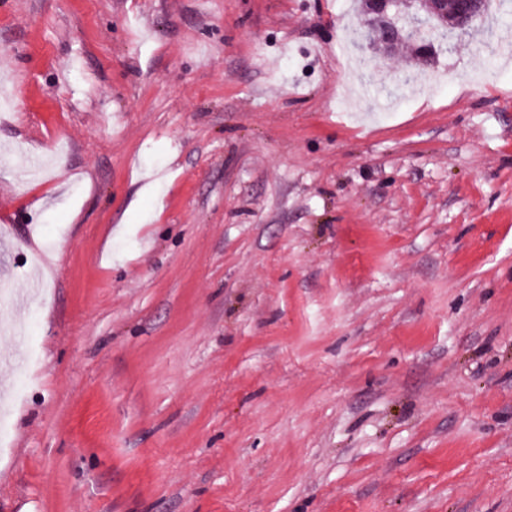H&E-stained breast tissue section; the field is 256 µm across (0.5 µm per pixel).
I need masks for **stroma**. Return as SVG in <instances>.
I'll use <instances>...</instances> for the list:
<instances>
[{"label": "stroma", "instance_id": "1", "mask_svg": "<svg viewBox=\"0 0 512 512\" xmlns=\"http://www.w3.org/2000/svg\"><path fill=\"white\" fill-rule=\"evenodd\" d=\"M358 21L0 0V512H512V58Z\"/></svg>", "mask_w": 512, "mask_h": 512}]
</instances>
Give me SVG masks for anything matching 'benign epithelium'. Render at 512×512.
I'll return each mask as SVG.
<instances>
[{"label": "benign epithelium", "instance_id": "1", "mask_svg": "<svg viewBox=\"0 0 512 512\" xmlns=\"http://www.w3.org/2000/svg\"><path fill=\"white\" fill-rule=\"evenodd\" d=\"M367 4L368 16L364 20L366 49H371L376 39L382 44V50L389 52L406 38L420 43L423 55L430 57L437 54L435 46L429 41L430 31L421 28L403 32L400 29L401 7L412 5L419 12L437 17L450 28L463 31L481 14L483 0H367ZM373 16L386 20L377 38L373 36L370 26Z\"/></svg>", "mask_w": 512, "mask_h": 512}]
</instances>
